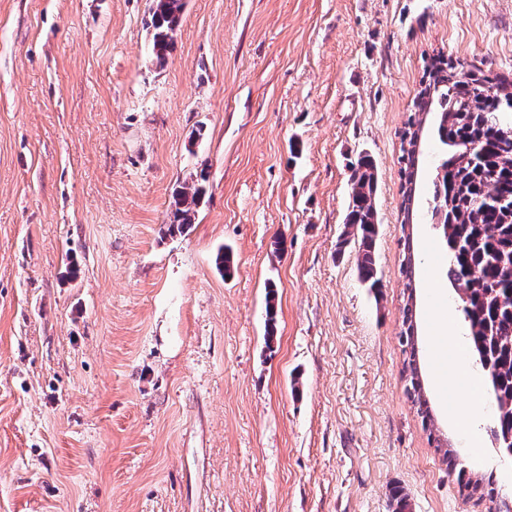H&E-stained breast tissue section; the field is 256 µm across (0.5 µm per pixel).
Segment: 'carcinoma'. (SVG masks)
<instances>
[{"instance_id": "obj_1", "label": "carcinoma", "mask_w": 512, "mask_h": 512, "mask_svg": "<svg viewBox=\"0 0 512 512\" xmlns=\"http://www.w3.org/2000/svg\"><path fill=\"white\" fill-rule=\"evenodd\" d=\"M183 10L182 0H151L152 53L160 63L175 50V34ZM434 95L429 112L438 114L436 133L446 149L440 164L443 191L433 200L448 207L433 216H441L448 226V275L463 283L467 301L461 309L470 341L487 377L493 404L490 434L503 456H512L505 442L512 432V280L504 272L500 259L512 254V213L497 197L512 195V146L499 138L509 129L502 116L512 112V81H492L483 75L465 73L448 65L435 64L428 73ZM419 158L408 152L400 155L403 210L401 227L413 222L415 187L410 176L418 173ZM205 173L195 183H185L173 192L166 233L184 232L192 223L195 208L205 194ZM377 178L373 161H359L351 182L349 211L343 242L351 234L360 239L358 275L363 284L375 288L380 282L375 260ZM414 248L404 237L401 274L407 280L408 300L403 308L400 343L406 354V371L413 393L409 394L417 414L431 427V409L415 383L419 379L416 363L415 316L413 310ZM448 464L458 470L462 487H484L491 500H500L496 512H512V498L499 496L493 479L486 484L472 481L465 467L450 450L444 451Z\"/></svg>"}]
</instances>
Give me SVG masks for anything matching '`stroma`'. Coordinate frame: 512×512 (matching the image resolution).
<instances>
[{
	"instance_id": "35a3bbf8",
	"label": "stroma",
	"mask_w": 512,
	"mask_h": 512,
	"mask_svg": "<svg viewBox=\"0 0 512 512\" xmlns=\"http://www.w3.org/2000/svg\"><path fill=\"white\" fill-rule=\"evenodd\" d=\"M151 42L150 0H0V512H394L396 487L410 512H495L406 395L399 143L430 57L512 79V0H184L165 63ZM426 153L425 394L466 469L512 494L491 402L459 427L468 394L441 382L485 374ZM365 154L376 293L358 241L338 246ZM205 181L206 175L202 173L196 183H184L175 188L166 233L169 235L183 233L193 223L195 208L205 194L203 184Z\"/></svg>"
}]
</instances>
